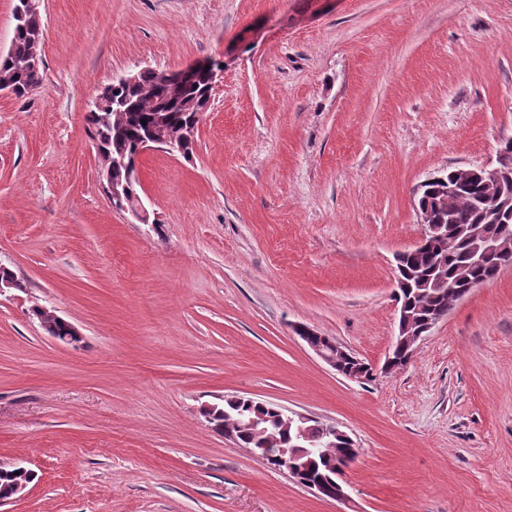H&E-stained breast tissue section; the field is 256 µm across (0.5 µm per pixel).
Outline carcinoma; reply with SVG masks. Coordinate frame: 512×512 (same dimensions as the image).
<instances>
[{
    "label": "carcinoma",
    "instance_id": "obj_1",
    "mask_svg": "<svg viewBox=\"0 0 512 512\" xmlns=\"http://www.w3.org/2000/svg\"><path fill=\"white\" fill-rule=\"evenodd\" d=\"M44 39L41 14L25 13L21 26L15 28L7 54L0 56V86L11 88L21 97L37 90L43 80L44 62L31 66L32 56L42 57ZM208 89V76L200 75L196 85L183 91H170L156 69H143L133 85L112 88V98L104 101L101 117H85L88 132L95 146L115 155H124L130 163L137 162L138 147L143 135L154 129L156 119L165 117L164 131L175 136L198 112L200 101ZM448 191L432 189L419 198V208L428 211L433 224H447L448 237L423 251H408L403 265L410 275V288L399 301L406 302L415 324L422 326L438 314L446 313L457 298L497 279L499 266L512 262V218L498 222L487 219L481 201L487 200L504 211H512V181L498 190L486 186L481 172L467 168L451 169L445 174ZM485 234L499 239L500 253L481 264L470 259L472 235ZM276 405L259 404L248 398L229 396L224 404L208 412L206 421L233 434L246 448H287L293 432L276 420ZM266 417V426H253L251 420ZM315 443L313 454L302 461L306 478L318 480L328 474L321 453L338 459L355 456L349 440L332 436L327 425L311 421ZM33 476L18 475L12 470L0 472V494L6 495L17 481Z\"/></svg>",
    "mask_w": 512,
    "mask_h": 512
}]
</instances>
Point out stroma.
Instances as JSON below:
<instances>
[{
	"instance_id": "1",
	"label": "stroma",
	"mask_w": 512,
	"mask_h": 512,
	"mask_svg": "<svg viewBox=\"0 0 512 512\" xmlns=\"http://www.w3.org/2000/svg\"><path fill=\"white\" fill-rule=\"evenodd\" d=\"M44 81L0 91V512H512V269L406 368L363 383L296 335L383 364L417 191L512 139V0H42ZM223 61L191 158L141 156L159 225L113 208L98 87ZM40 304L83 334L56 344ZM241 395L349 433L324 501L206 422ZM295 330L297 335L305 342L307 347L337 374L341 373L340 367L344 364V361L350 359L358 363L359 371L350 375L343 374L345 378L351 381L360 382L363 381V377L365 375H378V369L373 367L371 364L361 360L353 352L341 346V344L333 340L325 341L324 336L319 338L320 335L314 329L306 325H299L295 328ZM327 344L330 345L333 350H328ZM4 465H9L16 472H19L21 474L32 473L30 469H27L26 467L22 466L19 463L13 462ZM16 472L12 471L11 469H8L3 473L0 471V494L8 495V493L11 491L8 498L0 499L1 504L10 500L19 499L22 496H24V494L27 492L29 484L26 482H18L15 484L13 488L12 486L17 481L32 480L33 476L31 474H26L25 476H22L20 474L16 475Z\"/></svg>"
}]
</instances>
